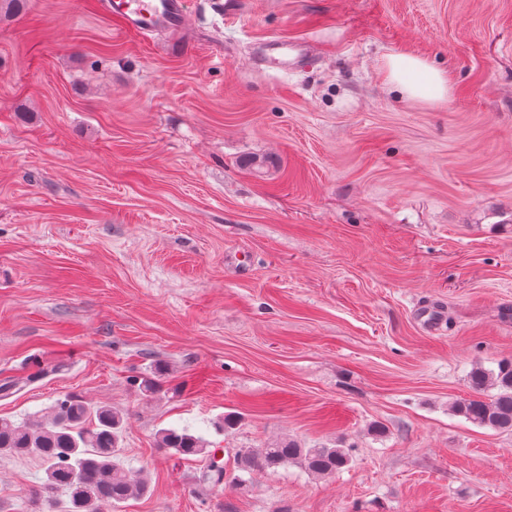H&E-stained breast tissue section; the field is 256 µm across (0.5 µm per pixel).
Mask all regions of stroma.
Masks as SVG:
<instances>
[{
  "instance_id": "obj_1",
  "label": "stroma",
  "mask_w": 512,
  "mask_h": 512,
  "mask_svg": "<svg viewBox=\"0 0 512 512\" xmlns=\"http://www.w3.org/2000/svg\"><path fill=\"white\" fill-rule=\"evenodd\" d=\"M186 6L175 49L99 0L0 18V418L122 413L149 489L117 512H512V433L451 410L512 361V0ZM271 37L317 55L256 65ZM395 50L449 71L447 103L382 86ZM183 427L230 474L283 438L351 460L202 492L157 448ZM44 478L0 456V503L40 512Z\"/></svg>"
}]
</instances>
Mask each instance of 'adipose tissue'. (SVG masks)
Instances as JSON below:
<instances>
[{
  "label": "adipose tissue",
  "instance_id": "obj_1",
  "mask_svg": "<svg viewBox=\"0 0 512 512\" xmlns=\"http://www.w3.org/2000/svg\"><path fill=\"white\" fill-rule=\"evenodd\" d=\"M378 74L384 87L411 101L441 104L452 90V77L447 70L412 51L385 55Z\"/></svg>",
  "mask_w": 512,
  "mask_h": 512
}]
</instances>
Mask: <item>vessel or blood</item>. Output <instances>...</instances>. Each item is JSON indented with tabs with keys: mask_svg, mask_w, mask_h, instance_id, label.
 I'll list each match as a JSON object with an SVG mask.
<instances>
[{
	"mask_svg": "<svg viewBox=\"0 0 512 512\" xmlns=\"http://www.w3.org/2000/svg\"><path fill=\"white\" fill-rule=\"evenodd\" d=\"M109 9L122 30L137 35L157 30L177 33L188 20L185 0H111ZM313 56L312 46L302 42L291 46L278 38L268 39L261 49L262 61L280 70L299 68Z\"/></svg>",
	"mask_w": 512,
	"mask_h": 512,
	"instance_id": "obj_1",
	"label": "vessel or blood"
}]
</instances>
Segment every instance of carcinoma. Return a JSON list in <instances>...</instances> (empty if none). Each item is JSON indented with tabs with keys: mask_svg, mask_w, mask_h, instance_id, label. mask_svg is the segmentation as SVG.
Returning a JSON list of instances; mask_svg holds the SVG:
<instances>
[{
	"mask_svg": "<svg viewBox=\"0 0 512 512\" xmlns=\"http://www.w3.org/2000/svg\"><path fill=\"white\" fill-rule=\"evenodd\" d=\"M471 395L452 403L453 413L472 424L497 433L512 432V363L501 362L493 370L478 364L468 376ZM123 418L108 407H90L76 397L58 401L50 419L15 423L0 418V454L35 455L46 473L43 493L48 512H99V505L117 506L134 494L148 491L142 474L124 470L117 461ZM158 447L181 456L208 457L205 440L190 432L164 429ZM350 461L349 449L303 448L296 441H278L263 448H241L237 468L242 474L275 470L298 464L316 476H332ZM227 484L224 466L209 457L198 479L199 489ZM68 494L60 503L55 492Z\"/></svg>",
	"mask_w": 512,
	"mask_h": 512,
	"instance_id": "cac0c4a2",
	"label": "carcinoma"
}]
</instances>
